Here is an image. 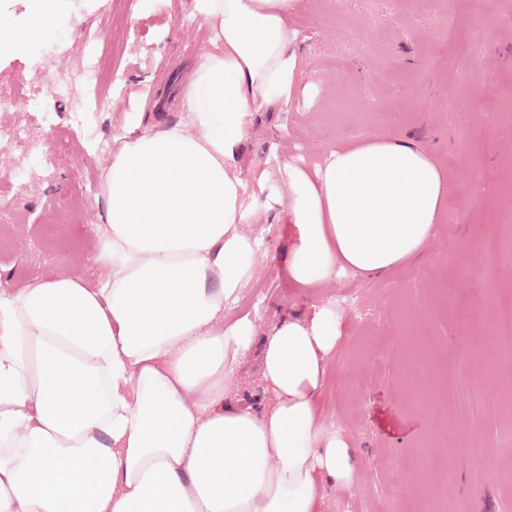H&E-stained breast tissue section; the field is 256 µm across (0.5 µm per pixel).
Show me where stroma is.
Listing matches in <instances>:
<instances>
[{"mask_svg":"<svg viewBox=\"0 0 512 512\" xmlns=\"http://www.w3.org/2000/svg\"><path fill=\"white\" fill-rule=\"evenodd\" d=\"M70 21L69 51L33 69L30 51L0 49V87L25 82L27 96L0 124L29 128L20 146L0 149V193L12 198L24 223L0 244V290L13 292L57 276L99 280L88 255L91 233L103 209L101 197L78 221L60 204L98 185L110 155L93 146L65 147L72 104L55 105L56 124L44 128L34 100L56 74L85 56L83 33L113 28L120 43L102 44L100 66H119L120 89L102 87L94 115L97 133L109 141L135 124L182 117L178 92L210 49V22L194 0H137L134 12L78 10L55 0ZM291 48L304 91L291 102L253 113L240 156L246 196L270 209L248 219L244 230L262 239L247 286L224 310L225 325L250 317L258 335L284 318L334 304L358 289L356 314L342 313V337L332 355L323 397L326 425L350 443L355 474L344 487L325 482L318 512H435L438 496L471 501L474 512H504L512 503V446L498 438L512 428V358L493 353L492 318L512 304V254L483 256L481 238L512 240V0H296L290 18ZM385 132L414 139L444 171L448 185L439 231L421 258L371 280L348 273L314 288L289 281L288 257L296 243L293 224L280 216L292 189L279 165L284 156L312 165L331 142ZM57 154L54 168H33L36 155ZM31 171L25 186L9 174ZM265 175L257 186V175ZM478 313L471 373L487 387L478 404L453 385L460 347L453 338L456 310ZM384 359L375 377L369 364ZM423 367L424 379H442L447 412L413 410L402 370ZM260 355H245L226 392L234 407L268 403ZM479 430L491 448L473 458L455 450L458 436ZM452 464L453 483L439 489L438 470Z\"/></svg>","mask_w":512,"mask_h":512,"instance_id":"obj_1","label":"stroma"}]
</instances>
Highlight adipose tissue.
Returning a JSON list of instances; mask_svg holds the SVG:
<instances>
[{
	"mask_svg": "<svg viewBox=\"0 0 512 512\" xmlns=\"http://www.w3.org/2000/svg\"><path fill=\"white\" fill-rule=\"evenodd\" d=\"M295 0H195L213 48L182 121L124 135L99 181L97 287L60 276L0 291V512H317L350 482V446L321 418L341 337L331 307L276 324L262 346L270 402L225 405L254 346L221 328L258 241L238 175L251 113L291 100ZM297 233L289 278L375 279L438 233L445 175L418 144L375 134L312 166L284 159Z\"/></svg>",
	"mask_w": 512,
	"mask_h": 512,
	"instance_id": "1",
	"label": "adipose tissue"
}]
</instances>
